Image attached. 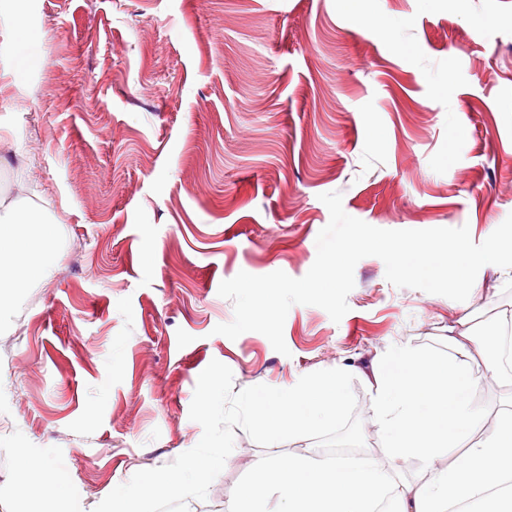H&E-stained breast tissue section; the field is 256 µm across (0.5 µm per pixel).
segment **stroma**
I'll list each match as a JSON object with an SVG mask.
<instances>
[{"instance_id": "obj_1", "label": "stroma", "mask_w": 512, "mask_h": 512, "mask_svg": "<svg viewBox=\"0 0 512 512\" xmlns=\"http://www.w3.org/2000/svg\"><path fill=\"white\" fill-rule=\"evenodd\" d=\"M45 31L14 77L0 26V197L42 208L53 251L0 318V512H54L19 491L16 450L67 459L72 512L112 487L179 474L219 448L195 490L158 488L144 512H222L268 456L267 397L348 366L336 424L292 433L281 459L353 444L379 456L362 369L403 349L448 356V328L512 307V275L481 268L467 301L354 270L340 322L292 306L288 354L216 334L222 281L303 277L330 214L320 194L386 230L512 214V0H23ZM220 378L224 401L203 388ZM471 399L498 423L512 388L484 373Z\"/></svg>"}]
</instances>
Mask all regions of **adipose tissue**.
<instances>
[{"label":"adipose tissue","instance_id":"ef3b65f1","mask_svg":"<svg viewBox=\"0 0 512 512\" xmlns=\"http://www.w3.org/2000/svg\"><path fill=\"white\" fill-rule=\"evenodd\" d=\"M12 18L11 51L17 71L32 68L44 39L41 30L27 24L19 0H0V15ZM52 249L49 225L38 222L33 210L0 201V261L20 268L23 279H35L41 261ZM497 325L476 331L470 314L448 328L450 359H427L404 351L397 370L385 357L370 363L374 418L386 437L381 457L352 471L333 464H316L308 455L289 457L281 464H258L253 480L225 504L224 512H268L271 496L288 502L290 512H376L386 494H393L395 512H452L466 503L467 512H512V491L496 487L512 480V411L501 417L497 434L475 439L481 420L469 399L479 384V370L499 374L512 382V352H504ZM343 369L264 402L243 395L253 419L275 423L274 437L306 428L330 425L340 418L343 405ZM466 454L457 466L435 468L448 449ZM425 461L423 475L404 479L400 461ZM17 469L29 480L50 486L57 499L70 501L72 489L66 464H36L29 449L17 451Z\"/></svg>","mask_w":512,"mask_h":512}]
</instances>
